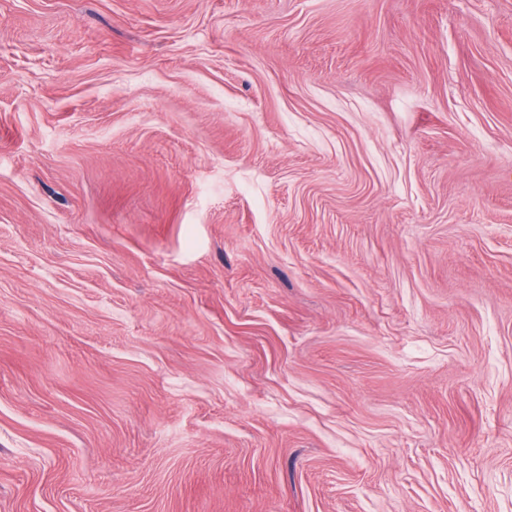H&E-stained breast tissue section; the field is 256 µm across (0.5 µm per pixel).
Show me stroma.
I'll use <instances>...</instances> for the list:
<instances>
[{
    "label": "stroma",
    "mask_w": 512,
    "mask_h": 512,
    "mask_svg": "<svg viewBox=\"0 0 512 512\" xmlns=\"http://www.w3.org/2000/svg\"><path fill=\"white\" fill-rule=\"evenodd\" d=\"M0 512H512V0H0Z\"/></svg>",
    "instance_id": "obj_1"
}]
</instances>
